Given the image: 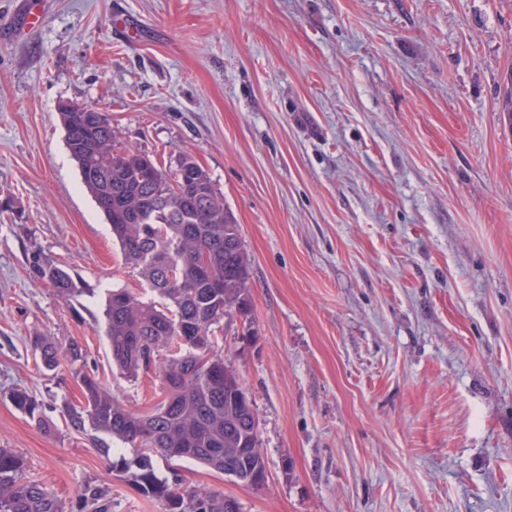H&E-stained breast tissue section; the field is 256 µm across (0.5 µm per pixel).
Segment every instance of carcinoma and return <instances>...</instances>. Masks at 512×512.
I'll return each mask as SVG.
<instances>
[{"label": "carcinoma", "instance_id": "obj_1", "mask_svg": "<svg viewBox=\"0 0 512 512\" xmlns=\"http://www.w3.org/2000/svg\"><path fill=\"white\" fill-rule=\"evenodd\" d=\"M63 124L82 184L110 224L125 265L156 295L143 301L118 288L106 297L112 365L134 380L142 374L159 380L157 403L135 413L98 378L84 374L82 401L64 405L65 420L101 446L106 436L141 450L125 467L134 469L141 494L166 502L168 512H241L231 496L206 487L177 488L156 474L147 456L191 460L242 484L267 477L255 409L217 348L224 319L251 314L250 261L240 225L191 157L167 171L147 155L119 147L107 112H67ZM202 255L206 270L199 265ZM36 270L63 298L83 292L58 265L39 263ZM32 350L48 371L84 358L79 343L63 348L47 336L34 337ZM11 400L36 425H46L35 397L16 391ZM23 471V461L0 448V512H64L59 499ZM83 497L94 512H110L101 488L87 486Z\"/></svg>", "mask_w": 512, "mask_h": 512}]
</instances>
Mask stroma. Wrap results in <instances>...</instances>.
Masks as SVG:
<instances>
[{
  "label": "stroma",
  "instance_id": "obj_1",
  "mask_svg": "<svg viewBox=\"0 0 512 512\" xmlns=\"http://www.w3.org/2000/svg\"><path fill=\"white\" fill-rule=\"evenodd\" d=\"M0 0V448L64 512H167L68 428L78 373L124 408L106 294L150 298L85 190L62 104L105 108L121 147L190 155L241 226L256 341L218 343L259 420L254 489L151 455L242 512H512V0ZM86 291L66 300L35 261ZM81 344L46 370L32 336ZM24 390L47 428L11 402Z\"/></svg>",
  "mask_w": 512,
  "mask_h": 512
}]
</instances>
